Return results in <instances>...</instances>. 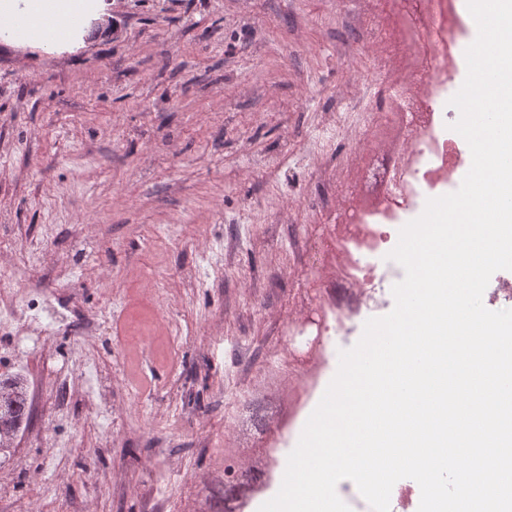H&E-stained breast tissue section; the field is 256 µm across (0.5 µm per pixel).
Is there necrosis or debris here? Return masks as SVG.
<instances>
[{"label": "necrosis or debris", "instance_id": "1", "mask_svg": "<svg viewBox=\"0 0 512 512\" xmlns=\"http://www.w3.org/2000/svg\"><path fill=\"white\" fill-rule=\"evenodd\" d=\"M357 16L375 53L369 69V120L358 138L375 176L371 185L355 180L329 247L349 243L358 252L383 253L395 230L417 218L427 199L450 193L471 160L454 145L448 93L459 90L458 63L465 51L454 0H358ZM355 315L370 316L387 303L386 285L401 281L400 267L352 263ZM12 276L0 270V334L15 343H39L43 336L68 332L63 313L51 304L53 289L40 286L48 306L33 315L19 299Z\"/></svg>", "mask_w": 512, "mask_h": 512}]
</instances>
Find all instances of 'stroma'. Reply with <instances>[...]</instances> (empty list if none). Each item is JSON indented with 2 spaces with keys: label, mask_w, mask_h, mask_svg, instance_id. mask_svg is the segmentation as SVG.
<instances>
[{
  "label": "stroma",
  "mask_w": 512,
  "mask_h": 512,
  "mask_svg": "<svg viewBox=\"0 0 512 512\" xmlns=\"http://www.w3.org/2000/svg\"><path fill=\"white\" fill-rule=\"evenodd\" d=\"M356 0H114L45 50L0 40V245L44 241L93 345L30 347L44 444L0 512H222L214 472L295 448L352 333L305 364L290 331L345 316L350 265L323 253L327 189L354 179V80L374 50ZM162 304L182 332L169 356ZM70 380L66 411L56 407Z\"/></svg>",
  "instance_id": "obj_1"
}]
</instances>
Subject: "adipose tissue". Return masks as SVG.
Returning a JSON list of instances; mask_svg holds the SVG:
<instances>
[{"label":"adipose tissue","mask_w":512,"mask_h":512,"mask_svg":"<svg viewBox=\"0 0 512 512\" xmlns=\"http://www.w3.org/2000/svg\"><path fill=\"white\" fill-rule=\"evenodd\" d=\"M105 8L104 0H0V36L39 47L61 46Z\"/></svg>","instance_id":"obj_1"}]
</instances>
